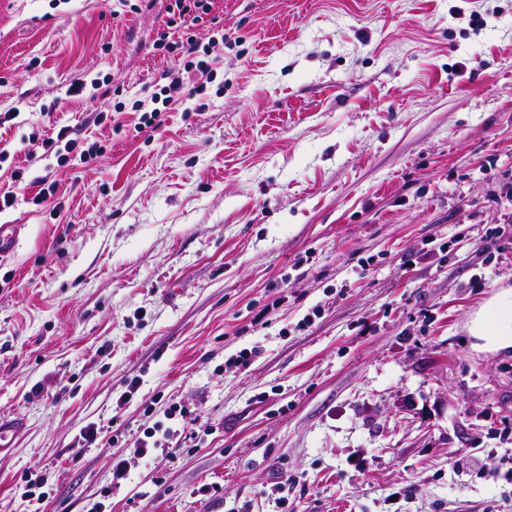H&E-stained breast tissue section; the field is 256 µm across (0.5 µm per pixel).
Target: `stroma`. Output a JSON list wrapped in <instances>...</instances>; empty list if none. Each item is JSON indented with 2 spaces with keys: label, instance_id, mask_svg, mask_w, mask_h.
Segmentation results:
<instances>
[{
  "label": "stroma",
  "instance_id": "35a3bbf8",
  "mask_svg": "<svg viewBox=\"0 0 512 512\" xmlns=\"http://www.w3.org/2000/svg\"><path fill=\"white\" fill-rule=\"evenodd\" d=\"M205 94L163 86L162 0H0V512H512V352L469 326L512 287V0H213ZM110 78L128 110L66 96ZM71 126L88 164L30 154ZM54 202L35 203L40 179ZM247 369L231 366L241 350ZM129 401H122L130 383ZM190 417L170 456L145 427ZM95 424V444L78 442ZM130 479L111 484L113 455ZM293 478L286 498L274 482ZM161 432L160 436H157ZM176 431H172L170 427L163 429L162 425L159 422H156L154 426L146 429L144 432L146 439L151 440H138L135 443V455L146 457L158 455L160 451L161 455L166 451V455L169 454V449L173 448V446H169L172 444V440L175 436ZM472 466L482 478L502 479L512 484V457L511 454L499 455L494 449L483 451L473 457ZM36 477L33 479L32 475L25 477L22 481L24 484L19 485V490H22L21 497L25 498L29 506L32 508L31 512H40L41 504L44 499L48 496L46 491L43 489L46 486L47 480L39 475H35Z\"/></svg>",
  "mask_w": 512,
  "mask_h": 512
}]
</instances>
